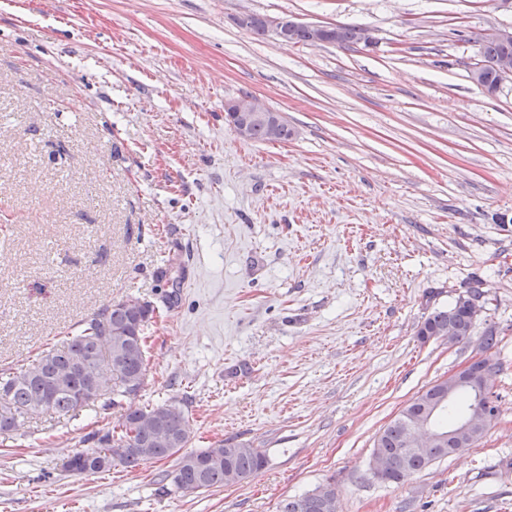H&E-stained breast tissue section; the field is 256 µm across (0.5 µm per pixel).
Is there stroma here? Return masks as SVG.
Returning a JSON list of instances; mask_svg holds the SVG:
<instances>
[{
	"label": "stroma",
	"mask_w": 512,
	"mask_h": 512,
	"mask_svg": "<svg viewBox=\"0 0 512 512\" xmlns=\"http://www.w3.org/2000/svg\"><path fill=\"white\" fill-rule=\"evenodd\" d=\"M245 11L373 42H277ZM504 27L496 0H0V368L144 298L142 403L183 400L189 449L267 459L185 495L160 490L172 458L75 476L70 450L120 418L94 405L11 439L0 512H278L323 485L339 512H512V82L470 77L476 36ZM244 95L292 137L240 140L224 103ZM473 290L472 336L418 340ZM489 329L480 445L373 477L380 429Z\"/></svg>",
	"instance_id": "35a3bbf8"
}]
</instances>
